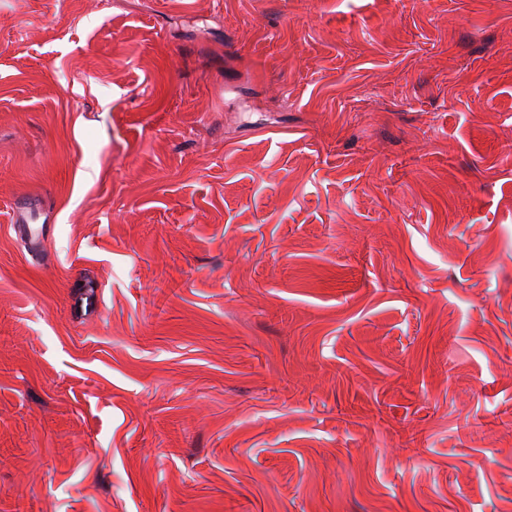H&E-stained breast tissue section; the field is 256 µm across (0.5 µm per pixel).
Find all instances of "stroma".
<instances>
[{
	"label": "stroma",
	"mask_w": 512,
	"mask_h": 512,
	"mask_svg": "<svg viewBox=\"0 0 512 512\" xmlns=\"http://www.w3.org/2000/svg\"><path fill=\"white\" fill-rule=\"evenodd\" d=\"M88 2L0 0V512H512V0Z\"/></svg>",
	"instance_id": "obj_1"
}]
</instances>
